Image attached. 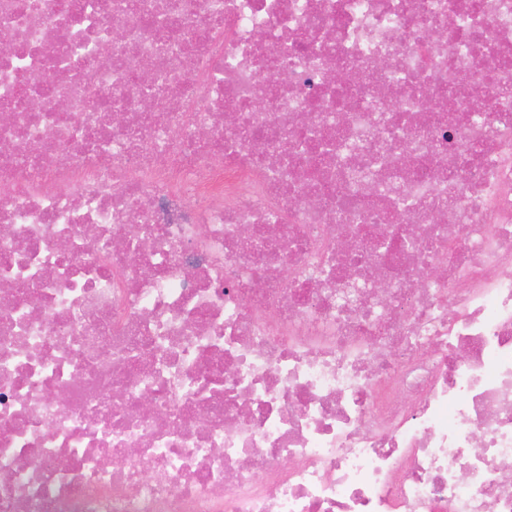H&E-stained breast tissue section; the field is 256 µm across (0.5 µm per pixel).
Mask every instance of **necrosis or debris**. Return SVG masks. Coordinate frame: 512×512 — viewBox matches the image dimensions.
<instances>
[{
    "label": "necrosis or debris",
    "instance_id": "obj_1",
    "mask_svg": "<svg viewBox=\"0 0 512 512\" xmlns=\"http://www.w3.org/2000/svg\"><path fill=\"white\" fill-rule=\"evenodd\" d=\"M1 110L0 512H512V0H0Z\"/></svg>",
    "mask_w": 512,
    "mask_h": 512
}]
</instances>
